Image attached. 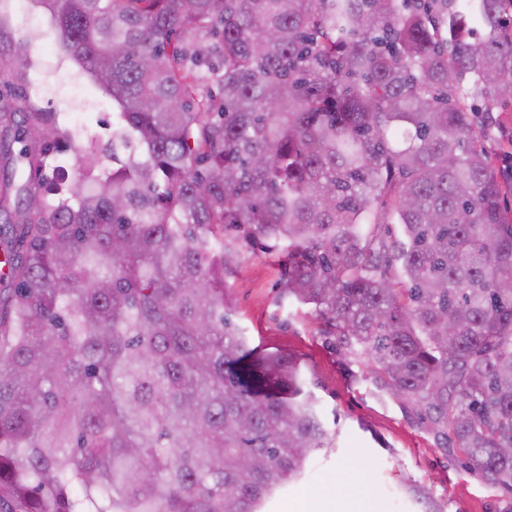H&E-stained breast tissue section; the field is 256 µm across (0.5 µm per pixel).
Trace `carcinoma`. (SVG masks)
Segmentation results:
<instances>
[{"label":"carcinoma","mask_w":512,"mask_h":512,"mask_svg":"<svg viewBox=\"0 0 512 512\" xmlns=\"http://www.w3.org/2000/svg\"><path fill=\"white\" fill-rule=\"evenodd\" d=\"M112 151L0 113V512H259L329 444L224 271L281 287L465 470L512 494L508 0H33ZM137 141L119 168L117 150ZM21 147L13 150V144ZM384 224L400 225L391 238Z\"/></svg>","instance_id":"cac0c4a2"}]
</instances>
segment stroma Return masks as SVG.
Wrapping results in <instances>:
<instances>
[{
	"mask_svg": "<svg viewBox=\"0 0 512 512\" xmlns=\"http://www.w3.org/2000/svg\"><path fill=\"white\" fill-rule=\"evenodd\" d=\"M48 21L24 23L16 0L0 10V42L27 38L28 65L0 53V93L17 111L55 112L62 128L112 140V100L65 56ZM37 93H30V86ZM274 248L247 247L226 277L231 319L254 347L295 354L305 389L334 438L312 452L304 474L262 512H507L512 497L465 471L432 434L409 424L397 403L380 400L367 365L345 366L325 342L312 309L283 296Z\"/></svg>",
	"mask_w": 512,
	"mask_h": 512,
	"instance_id": "obj_1",
	"label": "stroma"
}]
</instances>
